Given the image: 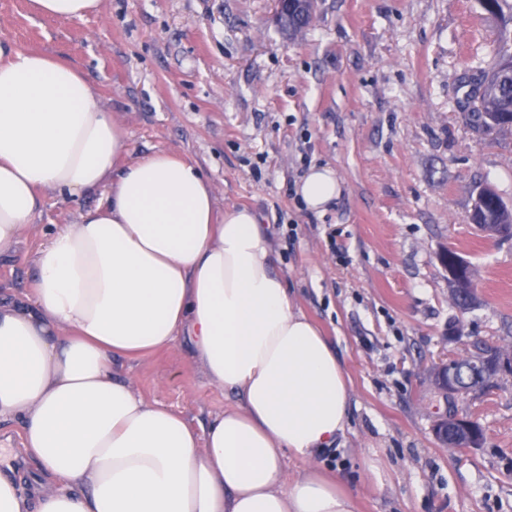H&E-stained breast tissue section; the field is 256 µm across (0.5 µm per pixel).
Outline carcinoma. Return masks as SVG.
<instances>
[{
	"instance_id": "obj_1",
	"label": "carcinoma",
	"mask_w": 512,
	"mask_h": 512,
	"mask_svg": "<svg viewBox=\"0 0 512 512\" xmlns=\"http://www.w3.org/2000/svg\"><path fill=\"white\" fill-rule=\"evenodd\" d=\"M311 22V15L290 9L275 17V24L286 39L300 34ZM470 119L477 125L512 128V53L499 51L496 62L483 71L472 100ZM476 224H512V209L490 188L479 193L473 216Z\"/></svg>"
}]
</instances>
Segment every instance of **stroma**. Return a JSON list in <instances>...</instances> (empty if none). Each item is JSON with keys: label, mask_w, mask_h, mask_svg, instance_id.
I'll list each match as a JSON object with an SVG mask.
<instances>
[{"label": "stroma", "mask_w": 512, "mask_h": 512, "mask_svg": "<svg viewBox=\"0 0 512 512\" xmlns=\"http://www.w3.org/2000/svg\"><path fill=\"white\" fill-rule=\"evenodd\" d=\"M0 39L80 66L131 157L184 155L218 210L248 207L270 224L277 270L351 381L345 434L313 461L289 458V474L328 469L358 512H512V373L448 404L482 426L475 448L434 440L425 383L441 354L470 355L474 339L512 350V238L487 239L471 220L484 187L512 208V129L480 132L466 117L482 70L512 50V10L317 0L290 41L273 0H100L76 21L0 0ZM313 165L343 183L321 214L296 193ZM103 199L47 195L16 254L0 258V295L30 289L48 232ZM442 245L474 268L471 310L450 297ZM454 323L461 342L442 343ZM114 370L198 431L238 401L211 387L185 336Z\"/></svg>", "instance_id": "obj_1"}]
</instances>
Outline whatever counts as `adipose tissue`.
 Here are the masks:
<instances>
[{"label":"adipose tissue","instance_id":"adipose-tissue-1","mask_svg":"<svg viewBox=\"0 0 512 512\" xmlns=\"http://www.w3.org/2000/svg\"><path fill=\"white\" fill-rule=\"evenodd\" d=\"M121 125L59 58L0 44V257L49 193L105 189L51 232L25 295L0 302V419L39 477L0 470V512H357L339 479L285 457L332 447L350 380L275 268L271 228L248 208L217 211L189 158L127 159ZM308 211L342 193L310 167ZM190 337L210 385L237 407L204 432L137 397L113 364Z\"/></svg>","mask_w":512,"mask_h":512}]
</instances>
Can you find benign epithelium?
Listing matches in <instances>:
<instances>
[{
  "label": "benign epithelium",
  "instance_id": "benign-epithelium-1",
  "mask_svg": "<svg viewBox=\"0 0 512 512\" xmlns=\"http://www.w3.org/2000/svg\"><path fill=\"white\" fill-rule=\"evenodd\" d=\"M437 257L448 271L451 295L465 298L469 306L476 303L478 291L473 288L472 276L459 255L443 246ZM481 347L483 351L476 356L441 362L429 371V385L441 400L434 408L432 434L443 447L473 448L483 439V428L475 419L448 411V399L484 390L497 374L512 371L511 356L490 343H483Z\"/></svg>",
  "mask_w": 512,
  "mask_h": 512
}]
</instances>
